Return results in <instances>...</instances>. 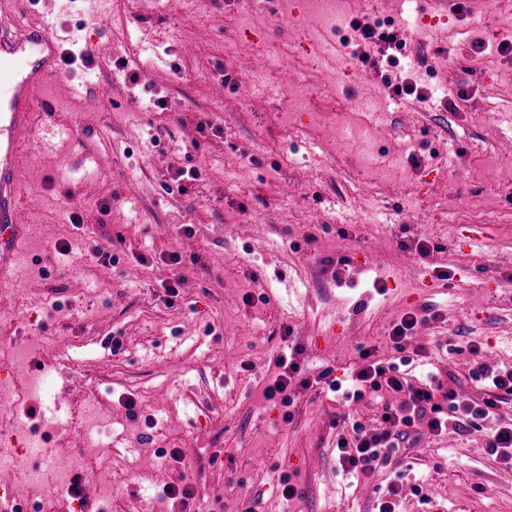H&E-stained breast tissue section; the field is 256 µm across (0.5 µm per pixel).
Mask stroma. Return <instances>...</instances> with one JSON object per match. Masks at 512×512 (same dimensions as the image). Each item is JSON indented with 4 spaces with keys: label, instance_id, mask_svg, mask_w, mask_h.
<instances>
[{
    "label": "stroma",
    "instance_id": "1",
    "mask_svg": "<svg viewBox=\"0 0 512 512\" xmlns=\"http://www.w3.org/2000/svg\"><path fill=\"white\" fill-rule=\"evenodd\" d=\"M339 2L348 18L393 20L403 76L425 99L389 97L377 47L363 63L341 43L318 56L301 0L28 7L93 60L45 89L75 136L26 162L18 249L33 267L0 282V334L44 343L27 366L51 382L17 407L22 375L0 367V413L50 419L46 453L72 457L88 436L69 408L95 405L94 473L70 472L80 494L60 512H182L161 498L171 485L190 486L194 512H376L391 484L396 512H512V465L489 454L488 427L427 438L358 480L336 463L334 423L377 426L383 399L297 382L290 407L265 395L287 347L307 376L342 384L362 349L395 360L388 334L408 312L423 318L418 378L479 401L490 392L472 372L512 366V0H484L480 14L459 0L446 18L428 0ZM253 75L262 93L246 92ZM367 95L380 113L373 163L340 136L358 120L349 102ZM189 167L198 180L178 186ZM71 208L82 230L63 220ZM39 463L19 454L0 487L46 504L26 477Z\"/></svg>",
    "mask_w": 512,
    "mask_h": 512
}]
</instances>
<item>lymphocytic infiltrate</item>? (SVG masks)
<instances>
[{
	"instance_id": "1",
	"label": "lymphocytic infiltrate",
	"mask_w": 512,
	"mask_h": 512,
	"mask_svg": "<svg viewBox=\"0 0 512 512\" xmlns=\"http://www.w3.org/2000/svg\"><path fill=\"white\" fill-rule=\"evenodd\" d=\"M355 41L378 45L390 66H398L401 42L395 32L386 29L380 20H354L350 23ZM418 325L414 313H406L389 332V340L401 353L400 364L380 360L374 351L366 349L359 354V364L352 372L346 392L349 400L358 402L367 395L387 391L398 394V404L385 405L381 422L374 428L352 423L340 427L336 434V458L342 469L350 474L369 477L377 470L390 466L402 443L412 441L411 427L417 420L427 422V432L440 436L448 430L461 431L478 420L493 418L499 407L500 393L512 394V367L495 371L478 369L473 377L493 390V397L480 402L460 399L456 392H448L444 401L435 398L436 386L412 379L403 371L410 365L405 350L411 343Z\"/></svg>"
}]
</instances>
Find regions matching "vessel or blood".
<instances>
[{
	"mask_svg": "<svg viewBox=\"0 0 512 512\" xmlns=\"http://www.w3.org/2000/svg\"><path fill=\"white\" fill-rule=\"evenodd\" d=\"M18 0H0V246L12 251L22 236L19 203L25 182L21 148L36 141L53 150L56 132L33 138L37 119H49L51 106L41 92L50 76L61 74L65 49L53 19L31 27L21 21Z\"/></svg>",
	"mask_w": 512,
	"mask_h": 512,
	"instance_id": "1",
	"label": "vessel or blood"
}]
</instances>
